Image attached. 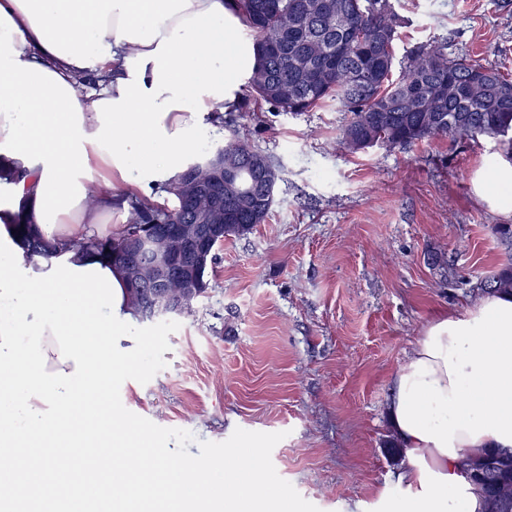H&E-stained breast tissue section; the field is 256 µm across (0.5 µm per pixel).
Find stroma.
<instances>
[{"instance_id": "stroma-1", "label": "stroma", "mask_w": 512, "mask_h": 512, "mask_svg": "<svg viewBox=\"0 0 512 512\" xmlns=\"http://www.w3.org/2000/svg\"><path fill=\"white\" fill-rule=\"evenodd\" d=\"M408 18L399 49H450L512 74V0H393ZM335 104L298 115L239 112L240 136L280 170L265 223L225 240L207 293L169 334L150 382L123 405L166 428L222 442L235 429L283 433L281 478L320 512H390L402 494L391 460L392 378L433 320L475 303L512 224L476 184L504 163L489 137H437L350 154ZM453 268L445 276L429 258Z\"/></svg>"}]
</instances>
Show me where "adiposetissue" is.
Returning a JSON list of instances; mask_svg holds the SVG:
<instances>
[{"label":"adipose tissue","instance_id":"1","mask_svg":"<svg viewBox=\"0 0 512 512\" xmlns=\"http://www.w3.org/2000/svg\"><path fill=\"white\" fill-rule=\"evenodd\" d=\"M226 0H0V165L10 195L0 199V485L24 480L40 512H56L54 477L68 457L70 428L85 419L100 435L110 422L87 406L118 359L134 320L129 284L73 239L126 219L129 194L149 201L177 181L201 130L220 133L216 111L233 103L254 66L252 43ZM107 76L82 92L77 76L89 46ZM103 193L89 205L88 188ZM35 225L60 247L27 258L15 222ZM24 414L55 445L34 448L18 477L9 462L24 437ZM391 432L407 467L395 512H483L460 474L473 448L512 450V296L488 295L436 318L393 378ZM113 494H143L128 475L152 469L180 503L202 495V464L171 470L162 455L113 457Z\"/></svg>","mask_w":512,"mask_h":512}]
</instances>
